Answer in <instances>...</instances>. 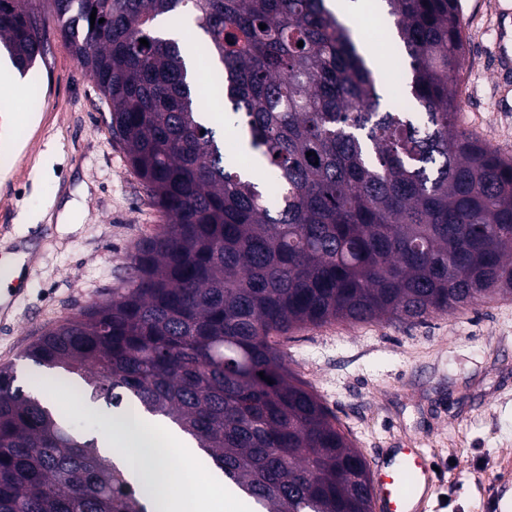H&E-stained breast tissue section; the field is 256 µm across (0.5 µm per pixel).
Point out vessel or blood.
Returning a JSON list of instances; mask_svg holds the SVG:
<instances>
[{
	"label": "vessel or blood",
	"mask_w": 512,
	"mask_h": 512,
	"mask_svg": "<svg viewBox=\"0 0 512 512\" xmlns=\"http://www.w3.org/2000/svg\"><path fill=\"white\" fill-rule=\"evenodd\" d=\"M438 486L431 455L424 448H390L372 467L375 512H425Z\"/></svg>",
	"instance_id": "1"
}]
</instances>
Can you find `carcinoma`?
<instances>
[{
    "mask_svg": "<svg viewBox=\"0 0 512 512\" xmlns=\"http://www.w3.org/2000/svg\"><path fill=\"white\" fill-rule=\"evenodd\" d=\"M47 2L163 224L127 286L27 349L35 379L76 375L93 401L171 420L265 512H372L367 460L274 336L512 295V159L459 127L458 0H384L418 112L382 108L326 0ZM180 13L253 170L224 154L207 89L157 35ZM43 20L0 0V47L22 72ZM15 380L0 367V512H146L96 441Z\"/></svg>",
    "mask_w": 512,
    "mask_h": 512,
    "instance_id": "cac0c4a2",
    "label": "carcinoma"
}]
</instances>
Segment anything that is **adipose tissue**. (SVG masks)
I'll use <instances>...</instances> for the list:
<instances>
[{
  "label": "adipose tissue",
  "mask_w": 512,
  "mask_h": 512,
  "mask_svg": "<svg viewBox=\"0 0 512 512\" xmlns=\"http://www.w3.org/2000/svg\"><path fill=\"white\" fill-rule=\"evenodd\" d=\"M135 485L141 486L152 512H249V505L224 490L220 471L191 481L168 462H189L197 450L176 428L134 414L115 416L102 447Z\"/></svg>",
  "instance_id": "obj_1"
}]
</instances>
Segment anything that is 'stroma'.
<instances>
[{
  "label": "stroma",
  "instance_id": "1",
  "mask_svg": "<svg viewBox=\"0 0 512 512\" xmlns=\"http://www.w3.org/2000/svg\"><path fill=\"white\" fill-rule=\"evenodd\" d=\"M470 66L465 128L512 156L496 51L512 55V0H463ZM46 55L0 103V257L26 259L22 292L0 312V366L34 384L27 348L48 328L125 286L137 245L161 217L112 138L109 110L54 21ZM291 372L374 460L410 443L441 479L430 512H512V297L395 324L333 322L277 336Z\"/></svg>",
  "mask_w": 512,
  "mask_h": 512
}]
</instances>
